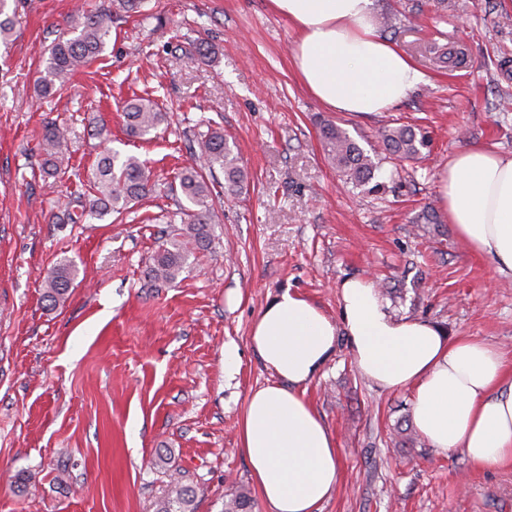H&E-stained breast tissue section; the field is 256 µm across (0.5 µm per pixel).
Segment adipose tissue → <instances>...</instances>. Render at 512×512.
Returning a JSON list of instances; mask_svg holds the SVG:
<instances>
[{"label": "adipose tissue", "mask_w": 512, "mask_h": 512, "mask_svg": "<svg viewBox=\"0 0 512 512\" xmlns=\"http://www.w3.org/2000/svg\"><path fill=\"white\" fill-rule=\"evenodd\" d=\"M268 5L296 32L301 84L333 111H386L424 79L379 33L373 0ZM437 191L470 250L512 274V155L463 149L440 170ZM340 302L335 322L287 290L253 322L250 343L276 379L249 393L239 440L266 512H320L341 481L336 440L304 397L341 330L366 379L388 392L411 391L414 425L431 448L463 451L477 466L512 463V369L496 345L391 315L366 278L345 280Z\"/></svg>", "instance_id": "1"}]
</instances>
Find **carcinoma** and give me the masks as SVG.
Instances as JSON below:
<instances>
[{"mask_svg":"<svg viewBox=\"0 0 512 512\" xmlns=\"http://www.w3.org/2000/svg\"><path fill=\"white\" fill-rule=\"evenodd\" d=\"M111 13L141 12L143 0H114ZM16 24V12H8V0H0V44L8 46ZM70 35H63L48 48L47 58L38 82L41 96L47 97L64 85L72 73L99 57L110 37L111 26L104 14L88 10L70 16ZM125 132L132 138L144 139L162 123L167 113L160 110L150 96H136L123 105ZM328 158L344 183L354 187L372 185L378 191L382 184L372 183L379 162L361 148L348 132L333 123L321 127ZM382 143L386 151L404 159H414L428 148L427 138L412 127L401 125L383 131ZM68 128L47 124L42 133L40 150L42 161L39 172L44 183L58 176L62 167L69 163L71 151ZM192 153L198 164L182 171L179 187L185 199L193 205L185 213L181 227L173 230L167 246L161 248L147 270V277L162 284L174 283L187 265L188 258L197 250H206L212 243V189L207 176L216 171L224 174V187L234 193L243 188L247 173L241 167L237 154L224 139L218 128L209 129L192 141ZM90 184L92 194L68 202L55 215L58 224H77L86 216L100 218L117 213L123 214L129 205L148 195L153 188L152 174L146 163L135 155H123L105 148L93 166ZM77 275L76 265L69 259L60 260L44 277L43 299L55 306L63 302ZM248 492L240 490L230 502L224 504V512H251ZM156 512H195V493L175 483L174 489L157 504Z\"/></svg>","mask_w":512,"mask_h":512,"instance_id":"1","label":"carcinoma"}]
</instances>
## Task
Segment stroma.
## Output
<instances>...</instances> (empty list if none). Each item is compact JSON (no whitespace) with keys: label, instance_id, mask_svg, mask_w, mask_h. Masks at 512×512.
Wrapping results in <instances>:
<instances>
[{"label":"stroma","instance_id":"obj_1","mask_svg":"<svg viewBox=\"0 0 512 512\" xmlns=\"http://www.w3.org/2000/svg\"><path fill=\"white\" fill-rule=\"evenodd\" d=\"M108 2L22 0L0 64V512H155L174 473L194 488L196 512H222L241 487L252 512H265L238 427L249 392L274 378L250 344L253 321L287 289L337 322L342 282L365 277L394 315L512 358V276L469 250L437 196L459 150L512 155V73L498 66L512 58V0H374L396 16L384 37L424 75L385 112H335L310 95L293 66L296 33L268 0H147L114 20L102 59L38 97L43 57L74 6ZM199 43L210 62L195 55ZM436 45L462 47L466 67L439 59ZM143 94L169 121L131 140L122 105ZM100 119L113 149L148 163L156 189L121 217L55 223L89 187ZM324 119L367 151L398 125L431 146L413 160L383 155L381 189H356L326 160ZM55 121L71 129L72 159L50 190L39 143ZM207 126L223 131L249 181L234 195L216 188L211 249L175 283L152 285L147 267L172 229L189 145ZM63 258L78 275L50 309L41 282ZM228 342L240 357L229 382ZM306 397L342 469L321 512H512V466H475L418 438L410 391L364 378L346 336Z\"/></svg>","mask_w":512,"mask_h":512}]
</instances>
